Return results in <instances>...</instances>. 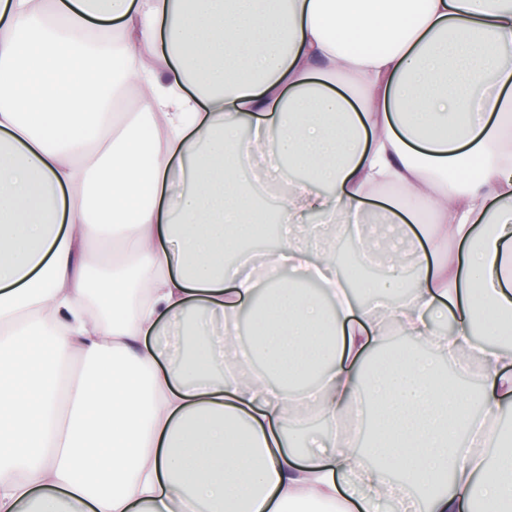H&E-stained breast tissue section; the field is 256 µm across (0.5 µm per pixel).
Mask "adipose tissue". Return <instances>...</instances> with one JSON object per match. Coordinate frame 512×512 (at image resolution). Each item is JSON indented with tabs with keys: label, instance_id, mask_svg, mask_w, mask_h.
<instances>
[{
	"label": "adipose tissue",
	"instance_id": "obj_1",
	"mask_svg": "<svg viewBox=\"0 0 512 512\" xmlns=\"http://www.w3.org/2000/svg\"><path fill=\"white\" fill-rule=\"evenodd\" d=\"M510 147L512 0H0V512H512V349L471 339L512 314ZM377 212L397 305L398 250L363 305L301 244ZM472 354L476 396L437 368Z\"/></svg>",
	"mask_w": 512,
	"mask_h": 512
}]
</instances>
